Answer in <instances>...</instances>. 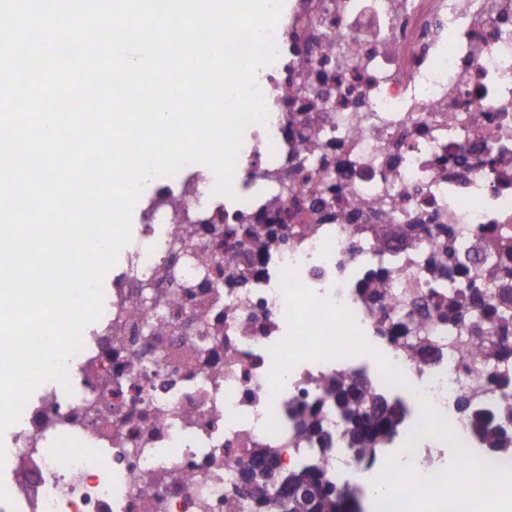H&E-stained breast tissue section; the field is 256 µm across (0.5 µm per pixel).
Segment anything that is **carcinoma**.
<instances>
[{
    "mask_svg": "<svg viewBox=\"0 0 512 512\" xmlns=\"http://www.w3.org/2000/svg\"><path fill=\"white\" fill-rule=\"evenodd\" d=\"M475 316L493 317L501 332L512 329V308L507 305H489L477 296H472L470 305L449 314L450 321L460 322ZM347 434L350 451L366 462H372L380 451L379 444L395 432L401 422L396 411L379 413L370 419L365 410V395L351 378L343 377L330 386ZM476 432L498 452L511 443L507 429L497 416L487 412L472 414ZM302 431L309 438L323 440V428L319 413L314 410L302 423ZM242 478L255 512H265L271 479L287 486L278 507L280 512H361L359 493L341 490L330 483L315 466H307L288 474L276 472V456L263 450L256 453L252 466L243 472Z\"/></svg>",
    "mask_w": 512,
    "mask_h": 512,
    "instance_id": "carcinoma-1",
    "label": "carcinoma"
}]
</instances>
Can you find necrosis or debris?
Returning <instances> with one entry per match:
<instances>
[{
  "instance_id": "1",
  "label": "necrosis or debris",
  "mask_w": 512,
  "mask_h": 512,
  "mask_svg": "<svg viewBox=\"0 0 512 512\" xmlns=\"http://www.w3.org/2000/svg\"><path fill=\"white\" fill-rule=\"evenodd\" d=\"M269 40L268 117L230 193L199 162L147 181L66 383L36 386L0 439V512H251L263 448L388 486L371 512H476L512 478L471 423L512 409V356L473 361L497 324L448 321L512 268V0H291ZM372 346L388 363L364 394L402 395L404 416L367 464L328 389ZM314 406L322 442L301 431ZM434 431L479 488L443 476Z\"/></svg>"
}]
</instances>
